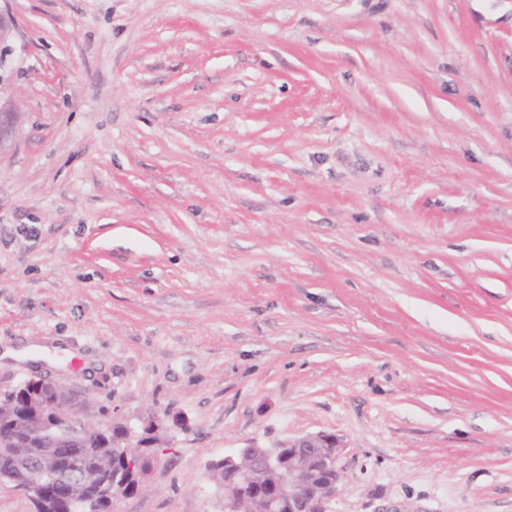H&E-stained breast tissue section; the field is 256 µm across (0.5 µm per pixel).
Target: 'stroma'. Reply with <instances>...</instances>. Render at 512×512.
<instances>
[{"label": "stroma", "instance_id": "1", "mask_svg": "<svg viewBox=\"0 0 512 512\" xmlns=\"http://www.w3.org/2000/svg\"><path fill=\"white\" fill-rule=\"evenodd\" d=\"M0 392L210 461L339 443L328 512H512V0H0ZM19 112L0 99V155L9 151L17 135Z\"/></svg>", "mask_w": 512, "mask_h": 512}]
</instances>
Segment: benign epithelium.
Returning a JSON list of instances; mask_svg holds the SVG:
<instances>
[{
    "label": "benign epithelium",
    "instance_id": "obj_1",
    "mask_svg": "<svg viewBox=\"0 0 512 512\" xmlns=\"http://www.w3.org/2000/svg\"><path fill=\"white\" fill-rule=\"evenodd\" d=\"M19 112L0 101V155L9 151L17 135ZM30 425L43 429L56 428L61 435L50 434L42 454L37 455L27 447L14 450V469L9 483L26 497L38 512L43 506L46 488L59 486L65 493L61 512H99L101 488L93 483V477L79 467L68 468L56 462L53 452L62 443L76 444L101 432V428L74 415L65 422L53 426L44 418H29ZM133 441L124 449V458L131 465L140 466L145 452L144 444L136 441L138 427L128 425ZM288 462L277 448L248 446L236 448L224 455V466L231 471H243L241 460L247 458L262 473H273L279 483L288 486V505L292 512H325V504L335 496L336 486L343 469L338 465L334 448L336 438L318 433L290 440Z\"/></svg>",
    "mask_w": 512,
    "mask_h": 512
}]
</instances>
